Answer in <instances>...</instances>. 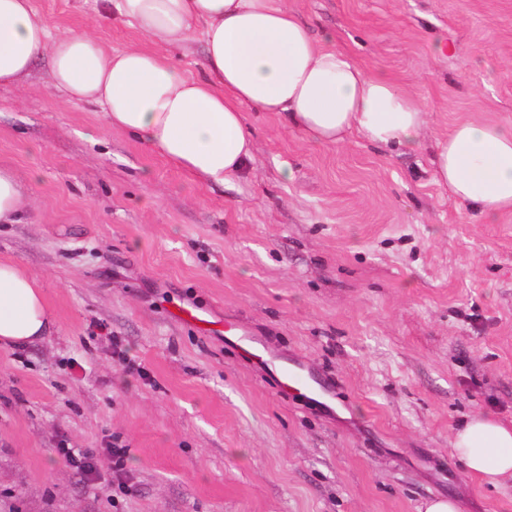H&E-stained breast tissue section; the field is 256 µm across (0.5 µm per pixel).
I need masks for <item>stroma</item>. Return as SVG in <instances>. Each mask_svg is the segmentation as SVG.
Returning <instances> with one entry per match:
<instances>
[{
  "label": "stroma",
  "mask_w": 512,
  "mask_h": 512,
  "mask_svg": "<svg viewBox=\"0 0 512 512\" xmlns=\"http://www.w3.org/2000/svg\"><path fill=\"white\" fill-rule=\"evenodd\" d=\"M33 2L52 29L151 45L98 0ZM288 5L420 101L418 149L318 144L248 107L251 162L208 185L61 97L48 57L0 85V165L38 175L0 258L39 278L56 317L0 347V512H421L441 497L512 512V480L483 485L451 450L473 411L512 425V212L482 218L433 166L457 122L512 124V0ZM284 359L325 392L283 394ZM113 436L129 495L55 452Z\"/></svg>",
  "instance_id": "stroma-1"
}]
</instances>
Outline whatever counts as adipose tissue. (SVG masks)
Masks as SVG:
<instances>
[{
  "instance_id": "ef3b65f1",
  "label": "adipose tissue",
  "mask_w": 512,
  "mask_h": 512,
  "mask_svg": "<svg viewBox=\"0 0 512 512\" xmlns=\"http://www.w3.org/2000/svg\"><path fill=\"white\" fill-rule=\"evenodd\" d=\"M102 3L112 20L166 47L202 41V73L189 75L138 45L106 50L87 30L52 33L33 0H0V84L22 86L48 55L64 96L99 106L109 128L206 183L232 180L251 160L247 107L275 113L317 143L336 144L354 131L377 147L420 145L428 122L421 103L319 43L288 0ZM433 164L436 182L485 218L512 210L511 124L457 123L438 142ZM25 211L23 184L0 166V224L20 223ZM54 325L40 280L0 259V346H26ZM452 453L466 475L498 486L512 478V426L474 412L455 433Z\"/></svg>"
}]
</instances>
